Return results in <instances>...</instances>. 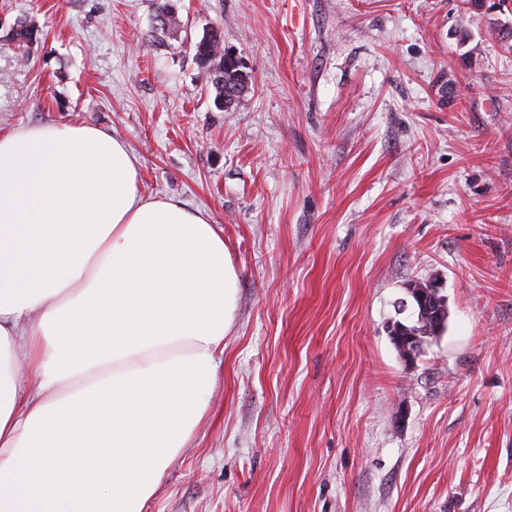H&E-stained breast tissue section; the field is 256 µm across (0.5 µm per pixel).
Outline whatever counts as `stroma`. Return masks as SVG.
<instances>
[{"instance_id":"35a3bbf8","label":"stroma","mask_w":512,"mask_h":512,"mask_svg":"<svg viewBox=\"0 0 512 512\" xmlns=\"http://www.w3.org/2000/svg\"><path fill=\"white\" fill-rule=\"evenodd\" d=\"M164 2L0 0V133L123 139L238 271L211 416L146 512H512V0H179L170 32ZM213 26L251 78L227 111ZM419 281L448 324L408 367ZM10 34L22 55L26 56L30 52V46L36 39L34 27L28 25L25 21L17 20L10 28ZM194 59L206 75L207 83L213 86L218 106L229 109L234 105L233 93H224L226 86H238V98L248 90L250 77L243 70L244 66H235L233 62L225 64L223 31L204 32L195 45ZM407 336H400L392 332L390 334L391 341L395 347L400 351V356L405 363L412 365L420 355L418 349V336H413L411 332L405 330Z\"/></svg>"}]
</instances>
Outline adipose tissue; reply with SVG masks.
Here are the masks:
<instances>
[{
  "label": "adipose tissue",
  "mask_w": 512,
  "mask_h": 512,
  "mask_svg": "<svg viewBox=\"0 0 512 512\" xmlns=\"http://www.w3.org/2000/svg\"><path fill=\"white\" fill-rule=\"evenodd\" d=\"M92 125L0 136V512H145L209 417L237 270Z\"/></svg>",
  "instance_id": "obj_1"
}]
</instances>
